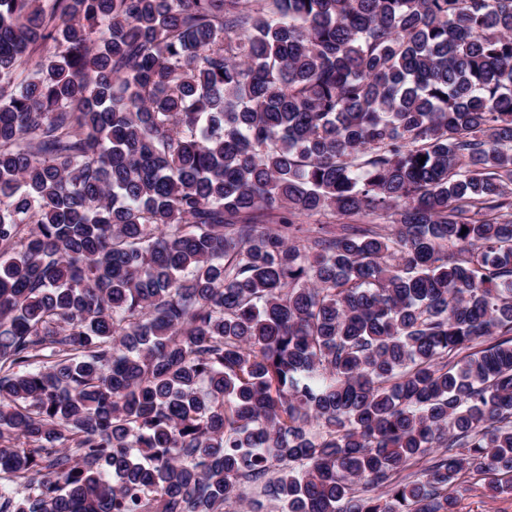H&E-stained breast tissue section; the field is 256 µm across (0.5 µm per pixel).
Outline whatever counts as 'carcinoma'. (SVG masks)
I'll return each instance as SVG.
<instances>
[{"mask_svg": "<svg viewBox=\"0 0 512 512\" xmlns=\"http://www.w3.org/2000/svg\"><path fill=\"white\" fill-rule=\"evenodd\" d=\"M471 473L512 479V0H0V512Z\"/></svg>", "mask_w": 512, "mask_h": 512, "instance_id": "carcinoma-1", "label": "carcinoma"}]
</instances>
